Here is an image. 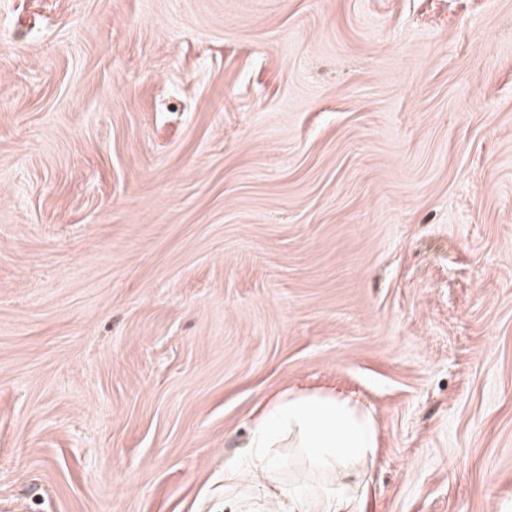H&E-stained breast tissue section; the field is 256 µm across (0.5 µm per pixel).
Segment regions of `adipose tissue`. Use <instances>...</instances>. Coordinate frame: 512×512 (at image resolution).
Returning <instances> with one entry per match:
<instances>
[{"label": "adipose tissue", "mask_w": 512, "mask_h": 512, "mask_svg": "<svg viewBox=\"0 0 512 512\" xmlns=\"http://www.w3.org/2000/svg\"><path fill=\"white\" fill-rule=\"evenodd\" d=\"M285 437L305 449L316 470L327 473L326 482L300 475L291 483L273 484L281 462L271 450ZM378 446L376 421L359 404L337 395L293 392L268 406L241 450L225 458L224 487L244 485L259 492L264 512H359L348 463L368 460Z\"/></svg>", "instance_id": "1"}]
</instances>
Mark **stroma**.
<instances>
[{"label":"stroma","mask_w":512,"mask_h":512,"mask_svg":"<svg viewBox=\"0 0 512 512\" xmlns=\"http://www.w3.org/2000/svg\"><path fill=\"white\" fill-rule=\"evenodd\" d=\"M290 391L512 512V0H0V512H240Z\"/></svg>","instance_id":"obj_1"}]
</instances>
